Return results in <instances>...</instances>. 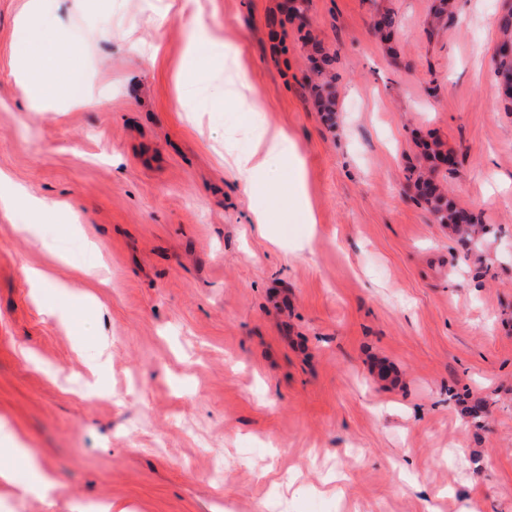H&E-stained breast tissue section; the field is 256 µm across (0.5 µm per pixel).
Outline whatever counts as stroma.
<instances>
[{
  "mask_svg": "<svg viewBox=\"0 0 512 512\" xmlns=\"http://www.w3.org/2000/svg\"><path fill=\"white\" fill-rule=\"evenodd\" d=\"M44 0L85 92L28 111L0 0V512H512V0ZM391 14L389 40L374 23ZM334 55L320 112L311 48ZM216 39L199 108L178 81ZM156 46L155 66L132 52ZM238 53L305 162L260 231L232 155L255 132L210 83ZM232 151H225V137ZM437 167L489 228L463 244L408 180ZM44 270L34 291L26 273ZM27 453L59 479L23 495ZM501 33V43L494 58V73L498 86L504 82L512 81V52L508 53V47H512V13L502 16L498 20Z\"/></svg>",
  "mask_w": 512,
  "mask_h": 512,
  "instance_id": "35a3bbf8",
  "label": "stroma"
}]
</instances>
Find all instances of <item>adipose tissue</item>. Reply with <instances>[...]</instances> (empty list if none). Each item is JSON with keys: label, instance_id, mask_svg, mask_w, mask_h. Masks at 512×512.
Segmentation results:
<instances>
[{"label": "adipose tissue", "instance_id": "ef3b65f1", "mask_svg": "<svg viewBox=\"0 0 512 512\" xmlns=\"http://www.w3.org/2000/svg\"><path fill=\"white\" fill-rule=\"evenodd\" d=\"M59 54V45L48 37L28 35L20 40L17 69L30 106H38L52 95L64 97L69 94L68 80L58 79L56 75ZM251 89L247 76L237 69L224 81L225 94L240 99L251 120L261 128L252 150L235 155L234 164L250 186L264 191L272 188L275 173H284L291 182L297 209L306 220H313L307 202L303 162L291 149L285 130L265 127L264 105Z\"/></svg>", "mask_w": 512, "mask_h": 512}]
</instances>
